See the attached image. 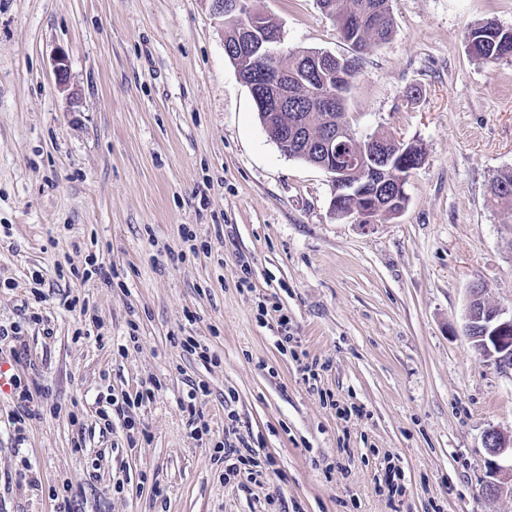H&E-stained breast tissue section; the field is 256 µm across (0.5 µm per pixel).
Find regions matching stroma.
Segmentation results:
<instances>
[{"label": "stroma", "mask_w": 512, "mask_h": 512, "mask_svg": "<svg viewBox=\"0 0 512 512\" xmlns=\"http://www.w3.org/2000/svg\"><path fill=\"white\" fill-rule=\"evenodd\" d=\"M252 5L284 49L350 52L317 0ZM390 9L346 120L425 159L404 210L364 226L332 214L324 170L269 138L210 0H0V324L43 318L24 337L37 416L23 438L0 396V512H512L511 486L480 491L484 433L512 435V377L463 333L472 281L512 310V212L486 194L512 169V59H476L465 39L486 19L512 27V0ZM186 228L207 251L184 253ZM262 301L321 366L315 385L259 322ZM133 324L140 346L120 353ZM151 379L134 441L102 429L99 400ZM194 383L202 437L179 405ZM228 392L263 465L244 487L215 448ZM351 405L363 416L342 417Z\"/></svg>", "instance_id": "obj_1"}]
</instances>
